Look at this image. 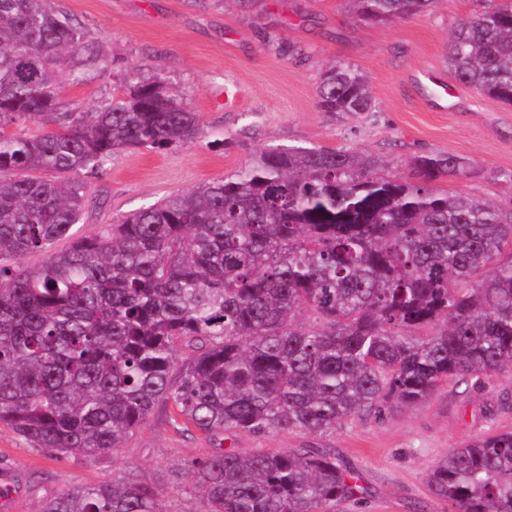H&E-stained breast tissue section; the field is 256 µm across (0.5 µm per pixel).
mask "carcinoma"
I'll list each match as a JSON object with an SVG mask.
<instances>
[{"mask_svg": "<svg viewBox=\"0 0 512 512\" xmlns=\"http://www.w3.org/2000/svg\"><path fill=\"white\" fill-rule=\"evenodd\" d=\"M350 2L385 24L437 0ZM448 60L460 82L512 105V0L459 23ZM111 64L46 0H0L1 424L55 457L123 447L160 401L212 436L324 434L512 369V210L434 187L469 176L461 157L420 155L391 179L356 151L270 147L52 250L73 237L109 157L201 133L158 75L127 79L99 110L61 95L63 71L85 83ZM318 106L372 111L366 77L327 67ZM29 121L41 132H6ZM186 469L198 512H334L357 492L328 448H226ZM428 484L455 512H512V432L448 450ZM37 512L165 510L131 469Z\"/></svg>", "mask_w": 512, "mask_h": 512, "instance_id": "1", "label": "carcinoma"}]
</instances>
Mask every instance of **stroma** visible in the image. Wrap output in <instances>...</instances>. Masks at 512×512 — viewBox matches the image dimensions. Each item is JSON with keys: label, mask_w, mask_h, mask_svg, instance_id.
<instances>
[{"label": "stroma", "mask_w": 512, "mask_h": 512, "mask_svg": "<svg viewBox=\"0 0 512 512\" xmlns=\"http://www.w3.org/2000/svg\"><path fill=\"white\" fill-rule=\"evenodd\" d=\"M489 0H439L429 12L387 25L358 21L347 0H48L80 22L113 60L94 80L63 83L62 95L87 108L120 95L136 69L158 72L185 92L202 132L189 145L129 148L92 180L76 237L103 233L114 221L158 199L237 171L261 149L307 146L359 149L402 176L419 155L472 161V175L441 181L512 209V106L478 94L451 71L455 26ZM341 62L367 76L370 112L320 111V73ZM423 69L436 81L415 80ZM512 432V372L479 390L442 383L423 404L361 416L336 432L284 431L210 436L186 428L168 403L108 455L50 457L0 424V468L13 475L0 512H37L43 497L81 483H109L129 469L154 485L166 512H198L184 464L222 448L288 451L331 448L359 475L360 493L336 512H448L430 491L432 464L473 439Z\"/></svg>", "instance_id": "35a3bbf8"}]
</instances>
